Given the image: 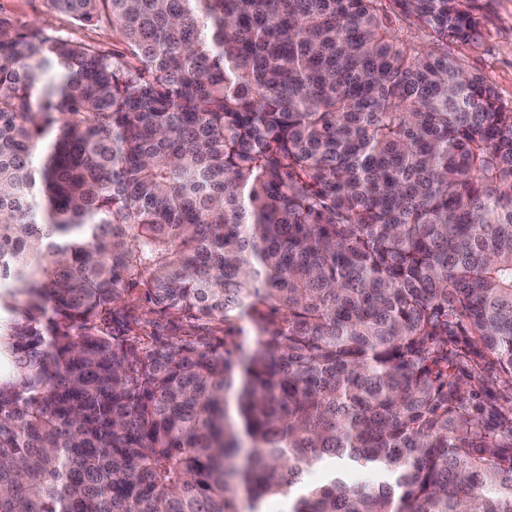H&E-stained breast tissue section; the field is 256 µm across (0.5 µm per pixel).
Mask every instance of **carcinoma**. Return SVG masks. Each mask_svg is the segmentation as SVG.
I'll return each mask as SVG.
<instances>
[{"instance_id":"obj_1","label":"carcinoma","mask_w":512,"mask_h":512,"mask_svg":"<svg viewBox=\"0 0 512 512\" xmlns=\"http://www.w3.org/2000/svg\"><path fill=\"white\" fill-rule=\"evenodd\" d=\"M50 4L129 57L0 23V512H512L470 0Z\"/></svg>"}]
</instances>
